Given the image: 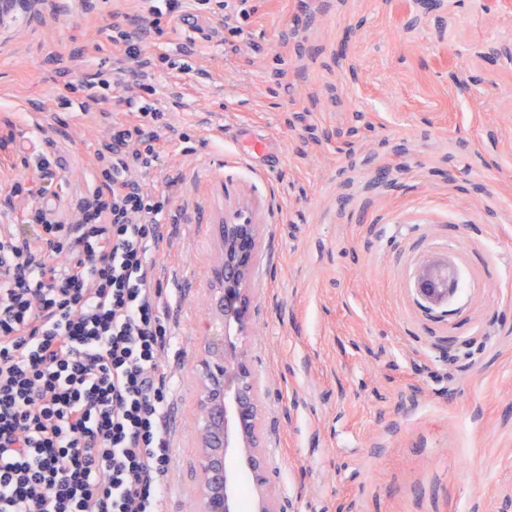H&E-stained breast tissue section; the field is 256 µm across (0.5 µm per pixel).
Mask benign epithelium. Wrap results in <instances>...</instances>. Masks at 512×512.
I'll return each mask as SVG.
<instances>
[{"label": "benign epithelium", "instance_id": "1", "mask_svg": "<svg viewBox=\"0 0 512 512\" xmlns=\"http://www.w3.org/2000/svg\"><path fill=\"white\" fill-rule=\"evenodd\" d=\"M221 257L211 269L216 283L213 320L196 356L199 378L200 428L197 436V512H235L240 482L228 466L241 458L256 492L255 512H286L271 487L264 449L261 388L245 345L232 348L230 330L248 337L256 324L257 301L252 288L254 265L261 248L262 225L224 222L217 225ZM455 279L439 263L423 266L416 279L421 301L430 307L448 302Z\"/></svg>", "mask_w": 512, "mask_h": 512}]
</instances>
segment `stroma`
<instances>
[{"mask_svg":"<svg viewBox=\"0 0 512 512\" xmlns=\"http://www.w3.org/2000/svg\"><path fill=\"white\" fill-rule=\"evenodd\" d=\"M47 0L0 21V224L13 178L48 159L56 218L112 108L113 0ZM232 51L218 7L186 5L149 38L193 69L164 70L155 106L172 140L147 182L168 191L175 343L167 512H195L200 425L194 356L210 316L214 227L259 205L246 345L264 389L271 481L291 512H512V0H258ZM92 82L98 122L62 104ZM451 264L446 310L423 309L418 266Z\"/></svg>","mask_w":512,"mask_h":512,"instance_id":"obj_1","label":"stroma"}]
</instances>
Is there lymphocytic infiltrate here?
<instances>
[{
  "mask_svg": "<svg viewBox=\"0 0 512 512\" xmlns=\"http://www.w3.org/2000/svg\"><path fill=\"white\" fill-rule=\"evenodd\" d=\"M181 0L113 10L112 68L125 115L91 163L72 221L36 201L0 225V512H163L173 467L163 269L168 203L134 178L178 128L149 98L164 55L145 41Z\"/></svg>",
  "mask_w": 512,
  "mask_h": 512,
  "instance_id": "lymphocytic-infiltrate-1",
  "label": "lymphocytic infiltrate"
}]
</instances>
